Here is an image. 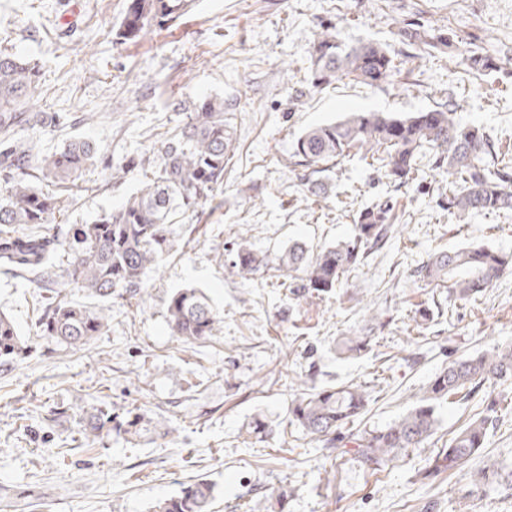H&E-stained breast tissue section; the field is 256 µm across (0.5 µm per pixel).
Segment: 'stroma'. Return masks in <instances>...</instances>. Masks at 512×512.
Listing matches in <instances>:
<instances>
[{
	"instance_id": "obj_1",
	"label": "stroma",
	"mask_w": 512,
	"mask_h": 512,
	"mask_svg": "<svg viewBox=\"0 0 512 512\" xmlns=\"http://www.w3.org/2000/svg\"><path fill=\"white\" fill-rule=\"evenodd\" d=\"M123 8L124 0H0V51L38 63L33 107L49 117L19 128L16 140L37 156L75 139L100 152L83 174L85 191L49 232L66 237L142 186L156 150L186 118L171 101L233 103L238 149L219 207L183 217L177 252L147 272L141 297L110 302L108 329L87 349L41 336L46 291L0 273V312L26 346L0 366V512H152L198 479L215 488L214 512H247L283 488L291 491L284 512H512L510 480L475 504L465 497L467 477L420 476L428 452L447 447L491 403L497 421L481 453L512 471V380L487 382L464 403L441 401L425 448L374 473L288 423L295 391L283 379L364 386L369 405L356 426L380 428L418 404L449 359L512 346V269L466 301L417 273L434 252L468 244L512 253V212L441 209L448 177L429 154L400 189L378 168L343 160L323 198L291 163L304 130L345 113L405 115L450 103L461 125L482 128L512 153V0H193L176 25L136 44L113 39ZM323 22L343 44L386 47L400 74L377 86L345 79L306 91ZM411 22L454 35L462 55L406 46L397 31ZM468 50L496 56L499 69L472 75ZM110 164L126 165L121 180L109 178ZM384 201L399 216L387 243L333 292L298 300L278 271L245 280L219 260L240 241L267 255L295 241L320 251L350 237L359 212ZM180 288L202 289L223 317L206 343L186 344L170 331L166 301ZM425 307L432 316L422 324ZM372 309L381 323L369 324ZM366 331L367 354L337 357V337ZM102 404L119 414L141 407L172 432L138 441L114 432L84 445L85 419ZM58 408L68 416L50 421ZM257 418L270 432H250Z\"/></svg>"
}]
</instances>
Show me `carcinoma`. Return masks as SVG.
Segmentation results:
<instances>
[{
  "label": "carcinoma",
  "instance_id": "1",
  "mask_svg": "<svg viewBox=\"0 0 512 512\" xmlns=\"http://www.w3.org/2000/svg\"><path fill=\"white\" fill-rule=\"evenodd\" d=\"M190 0H125L123 17L115 38L137 43L148 34L152 23L162 26L181 18ZM410 46L454 54L456 41L439 29L422 23L398 30ZM467 67L475 72L498 68L497 59L472 51ZM399 67L381 46L361 43L345 47L336 27L327 25L318 33L311 53L308 85L320 89L337 80L351 79L366 85L390 80ZM40 79L38 65L0 51V180L6 199L0 201V266L3 272L53 290L59 254L67 253V285L94 296L101 302L114 297L128 300L144 291V276L164 265L178 246L173 225L179 216L211 204L224 182V172L235 152L234 130L222 98H206L192 105L187 120L171 131L161 145L160 161L153 177L120 208L101 214L91 224L73 229L67 241L37 229L56 222L70 200L82 191L80 179L87 166L98 160V149L89 141H74L61 151L43 155L32 163L30 148L13 138L15 127L41 122L31 99ZM455 106L416 112L401 117L384 112H350L343 119L304 131L294 143V164L319 175L351 154L367 159L368 154H385L384 175L404 185L413 179L417 160L433 152L434 164L448 173L450 214L501 213L512 211V162L500 159L493 140L478 127H462L454 119ZM34 169L56 186L43 190L33 186ZM393 220L388 205L360 211L353 237L312 252L301 243L270 257L241 242L233 251L229 267L250 279L269 269L286 273L297 298L327 294L340 284L348 269L361 263L366 249L385 240ZM512 265V254L484 245L436 252L417 269L429 282L453 281L452 294L469 299L489 287ZM166 318L172 334L195 344L214 335L220 317L207 295L198 288H183L167 299ZM42 335L76 351L107 331L109 315L72 303L60 293L47 298L40 317ZM371 337L342 336L336 342L341 358L360 357ZM21 336L13 321L0 314V365L23 352ZM512 379V346L494 349L469 358H456L437 374L428 395L388 425L369 431L343 433L355 423L368 405V394L360 385L319 387L303 381L302 392L288 408V422L307 434L324 439L325 448L336 455L350 454L370 470L381 469L400 456L424 447L435 433V403L442 398L467 400L490 380ZM495 405L486 414L460 429L426 459L424 475L433 478L444 472L465 470L470 475L467 496L480 500L490 486L502 478L498 464L481 456L489 425L496 421ZM115 430L131 439L148 433L168 435L171 429L140 408L121 416L100 407L85 425V436L94 440ZM214 486L205 480L185 483L173 496L158 502L154 512H212Z\"/></svg>",
  "mask_w": 512,
  "mask_h": 512
}]
</instances>
